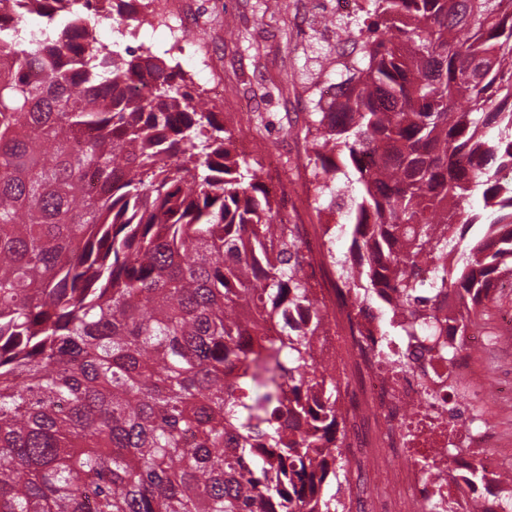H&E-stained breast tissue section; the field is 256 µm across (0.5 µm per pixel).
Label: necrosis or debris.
I'll use <instances>...</instances> for the list:
<instances>
[{
  "label": "necrosis or debris",
  "instance_id": "obj_1",
  "mask_svg": "<svg viewBox=\"0 0 512 512\" xmlns=\"http://www.w3.org/2000/svg\"><path fill=\"white\" fill-rule=\"evenodd\" d=\"M145 2L170 49L200 46L182 23V0ZM314 293L323 328L311 339V360L336 378V408L354 450L338 512H471L477 499L484 512H501L502 501L512 498V486L501 480L512 448L487 397L485 372L468 359L486 346L483 329L447 336L458 350L454 365L416 353L402 369L393 355L405 339L381 335L371 313L355 314L335 273L323 274ZM450 442L458 449L452 461L441 454ZM475 461L484 480L472 485L468 472Z\"/></svg>",
  "mask_w": 512,
  "mask_h": 512
}]
</instances>
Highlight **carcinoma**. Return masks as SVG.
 <instances>
[{"instance_id":"carcinoma-1","label":"carcinoma","mask_w":512,"mask_h":512,"mask_svg":"<svg viewBox=\"0 0 512 512\" xmlns=\"http://www.w3.org/2000/svg\"><path fill=\"white\" fill-rule=\"evenodd\" d=\"M31 2L60 24L27 40L0 14V512H266L326 456L321 498L284 512H336L337 385L270 190L179 67L97 41L112 0ZM366 2L314 105V191L357 184L354 305L393 289L389 335L451 367L444 323L466 334L512 279V0ZM447 293L466 311L442 316ZM283 306L311 325L268 336Z\"/></svg>"}]
</instances>
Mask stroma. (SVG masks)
Segmentation results:
<instances>
[{"label": "stroma", "mask_w": 512, "mask_h": 512, "mask_svg": "<svg viewBox=\"0 0 512 512\" xmlns=\"http://www.w3.org/2000/svg\"><path fill=\"white\" fill-rule=\"evenodd\" d=\"M309 0H214L201 11L187 0V18L209 42L208 55L169 51L165 34L136 25L118 15L96 18L95 38L103 44L119 42L136 53L160 56L179 66L192 89L205 91L209 62L220 64L227 79L225 99L244 94L249 107L240 119L218 118L232 134L244 126L263 139L289 172L308 170L304 136L312 125L313 102L320 89L338 82L328 50L336 48V29L325 26L323 15L311 14Z\"/></svg>", "instance_id": "35a3bbf8"}]
</instances>
